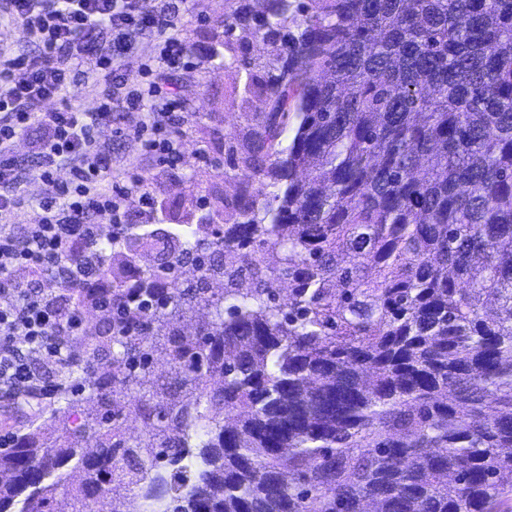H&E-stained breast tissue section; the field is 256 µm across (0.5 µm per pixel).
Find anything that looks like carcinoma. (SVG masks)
I'll return each instance as SVG.
<instances>
[{"label": "carcinoma", "instance_id": "carcinoma-1", "mask_svg": "<svg viewBox=\"0 0 512 512\" xmlns=\"http://www.w3.org/2000/svg\"><path fill=\"white\" fill-rule=\"evenodd\" d=\"M265 2L207 52L239 32L264 102L228 150L253 175L237 220L215 206L95 246L73 303L116 310L89 336V392L63 393L55 439L0 452V512H58L65 484L91 512L191 435L193 487L152 483L143 512H512V0Z\"/></svg>", "mask_w": 512, "mask_h": 512}]
</instances>
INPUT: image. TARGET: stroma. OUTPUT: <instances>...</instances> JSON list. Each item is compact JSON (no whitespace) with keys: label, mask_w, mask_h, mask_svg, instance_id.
<instances>
[{"label":"stroma","mask_w":512,"mask_h":512,"mask_svg":"<svg viewBox=\"0 0 512 512\" xmlns=\"http://www.w3.org/2000/svg\"><path fill=\"white\" fill-rule=\"evenodd\" d=\"M227 9L226 0H197L194 9L178 20L179 36L188 48V63L169 73L168 78L179 111L188 113L189 119L175 140V162H161L157 154L145 149L143 142L151 138V131H144L139 139L114 138V127L127 121L126 105L114 106L111 122L97 131L99 143L110 149L108 159L113 177L118 179L127 170H134L143 178L149 194L146 204L136 193L125 199L128 234L155 228L162 217V204L172 201L179 202L180 216L198 222L202 215L198 207L201 199L216 194L229 204L239 189L251 181L249 170L227 164L225 158L228 149L239 154L247 150L252 119L263 104L258 98L244 95L245 72L236 53L225 52L220 63L205 60L206 48L218 33V23ZM44 135L43 127L34 122L15 141L16 163L27 174L20 185L24 202L11 218L20 230L40 220L39 202L45 188L33 172L38 161L36 148ZM219 158L224 161L220 167L215 164Z\"/></svg>","instance_id":"obj_1"}]
</instances>
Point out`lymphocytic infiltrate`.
Segmentation results:
<instances>
[{
    "instance_id": "lymphocytic-infiltrate-1",
    "label": "lymphocytic infiltrate",
    "mask_w": 512,
    "mask_h": 512,
    "mask_svg": "<svg viewBox=\"0 0 512 512\" xmlns=\"http://www.w3.org/2000/svg\"><path fill=\"white\" fill-rule=\"evenodd\" d=\"M5 5L38 38L40 50L23 61L0 57V219L21 201L13 142L33 120L46 131L37 172L46 193L40 223L18 234L0 222V393L35 398L54 392L48 375L77 366L73 347L86 331V315L72 304L69 291L93 274V247L103 237L124 235L121 203L142 186L138 180L113 181L96 131L110 119L113 97H123L132 110L148 98L157 136L147 146L171 154L172 138L185 118L160 76L180 66L186 47L172 33L180 11L175 0L154 5L149 0H6ZM152 29L163 38L158 66L145 69L140 80L123 74L121 52ZM93 72L108 88L95 106L44 109V102L75 87L78 75ZM64 165L70 168L66 180L58 175ZM21 267L40 276H65L68 285L47 293L19 283L13 273ZM35 360L42 371L33 370Z\"/></svg>"
}]
</instances>
